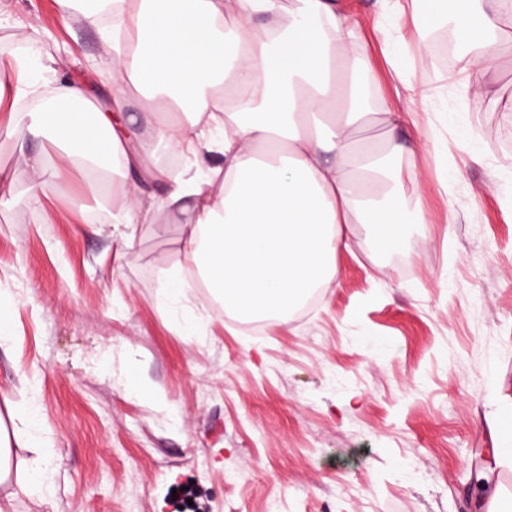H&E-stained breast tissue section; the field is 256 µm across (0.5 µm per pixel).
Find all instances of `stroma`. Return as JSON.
<instances>
[{"label":"stroma","mask_w":512,"mask_h":512,"mask_svg":"<svg viewBox=\"0 0 512 512\" xmlns=\"http://www.w3.org/2000/svg\"><path fill=\"white\" fill-rule=\"evenodd\" d=\"M360 18L367 103L413 113L389 160L427 218L400 251L354 225L314 303L253 334L188 275L176 217L134 227L121 248L85 175L31 206L27 156L4 132L0 169V414L36 403L51 455L16 448L22 475L52 472L49 495L16 494L11 512H496L512 501V43L482 91L435 63L434 27L413 0H338ZM111 21L60 15L56 0H7L0 87L13 94L21 36L37 47L40 97L56 74L100 103L116 89ZM402 40H395V33ZM425 99L397 97L402 80ZM40 97L23 105L35 108ZM485 478L499 501L483 498ZM191 483L190 497L173 495Z\"/></svg>","instance_id":"obj_1"}]
</instances>
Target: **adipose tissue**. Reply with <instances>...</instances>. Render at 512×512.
Here are the masks:
<instances>
[{"instance_id":"adipose-tissue-1","label":"adipose tissue","mask_w":512,"mask_h":512,"mask_svg":"<svg viewBox=\"0 0 512 512\" xmlns=\"http://www.w3.org/2000/svg\"><path fill=\"white\" fill-rule=\"evenodd\" d=\"M421 5L431 22L453 20L467 37V86L482 89L512 15L499 0ZM118 15L124 44L112 54V81L144 96L151 134L113 123L125 97L108 113L81 88L58 87L30 121L9 119L12 132L44 134L53 146L27 160L31 204L66 171L144 170L166 184L164 196L147 203L128 192L113 223L180 214L190 264L221 310L245 322L286 320L311 289L329 286L348 225H368L390 251L424 223L387 164L404 151L396 138L355 146L371 115L391 128L406 115L365 103L353 31L334 0H124ZM204 144L223 165H205ZM163 149L185 166H150ZM49 445L36 411L0 419V486L12 481V449Z\"/></svg>"}]
</instances>
